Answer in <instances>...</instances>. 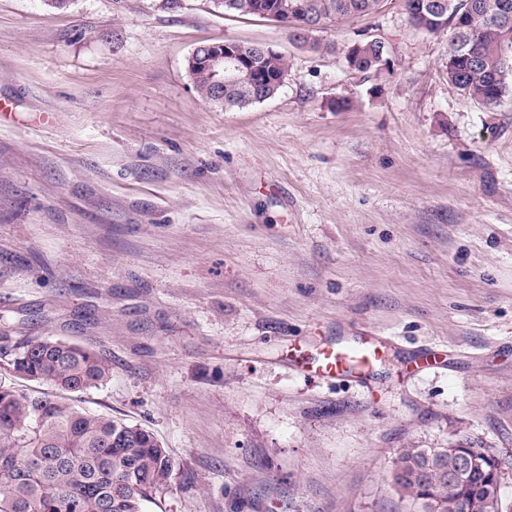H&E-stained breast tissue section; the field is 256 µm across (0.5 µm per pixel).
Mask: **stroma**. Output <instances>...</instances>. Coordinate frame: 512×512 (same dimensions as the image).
Masks as SVG:
<instances>
[{"label":"stroma","instance_id":"stroma-1","mask_svg":"<svg viewBox=\"0 0 512 512\" xmlns=\"http://www.w3.org/2000/svg\"><path fill=\"white\" fill-rule=\"evenodd\" d=\"M319 39L212 0H0V330L109 361L67 401L168 449L147 512H411L399 452L469 443L512 506V94L449 84L402 0ZM224 40L287 57L273 99L199 95L187 58ZM365 329L395 342L363 382L288 362Z\"/></svg>","mask_w":512,"mask_h":512}]
</instances>
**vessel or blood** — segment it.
<instances>
[{
    "label": "vessel or blood",
    "mask_w": 512,
    "mask_h": 512,
    "mask_svg": "<svg viewBox=\"0 0 512 512\" xmlns=\"http://www.w3.org/2000/svg\"><path fill=\"white\" fill-rule=\"evenodd\" d=\"M387 343V338L382 336L340 337L335 342L321 346L314 354L299 344L291 361L297 369L341 380L383 361L387 354Z\"/></svg>",
    "instance_id": "vessel-or-blood-1"
}]
</instances>
